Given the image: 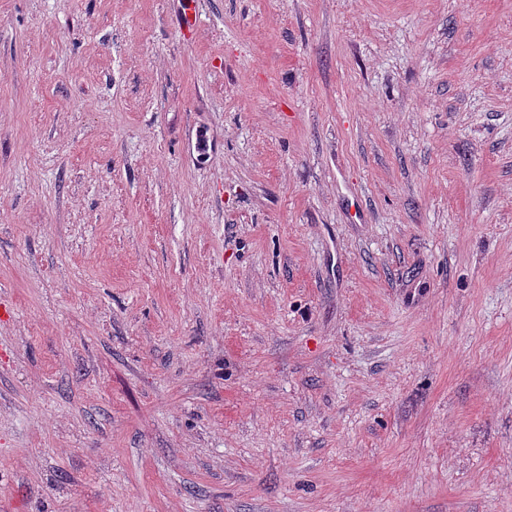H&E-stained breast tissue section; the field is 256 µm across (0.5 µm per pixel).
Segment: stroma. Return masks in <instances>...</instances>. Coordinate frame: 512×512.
<instances>
[{"instance_id": "obj_1", "label": "stroma", "mask_w": 512, "mask_h": 512, "mask_svg": "<svg viewBox=\"0 0 512 512\" xmlns=\"http://www.w3.org/2000/svg\"><path fill=\"white\" fill-rule=\"evenodd\" d=\"M0 512H512V0H0Z\"/></svg>"}]
</instances>
